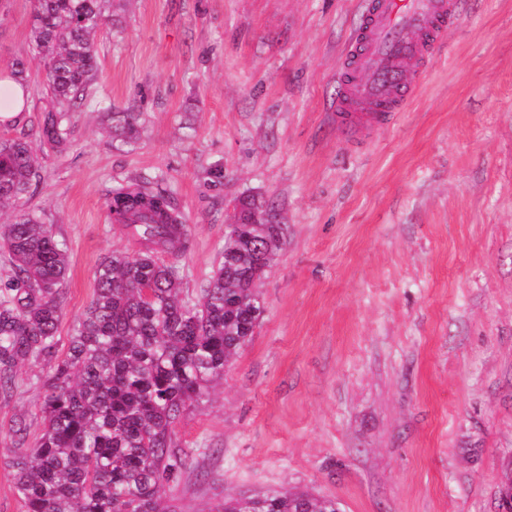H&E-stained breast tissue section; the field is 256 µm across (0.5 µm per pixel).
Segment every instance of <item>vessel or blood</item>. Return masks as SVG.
Listing matches in <instances>:
<instances>
[{"instance_id": "obj_1", "label": "vessel or blood", "mask_w": 512, "mask_h": 512, "mask_svg": "<svg viewBox=\"0 0 512 512\" xmlns=\"http://www.w3.org/2000/svg\"><path fill=\"white\" fill-rule=\"evenodd\" d=\"M458 14V0H369L336 68L337 128L356 137L402 111Z\"/></svg>"}]
</instances>
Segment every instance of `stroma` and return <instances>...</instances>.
I'll list each match as a JSON object with an SVG mask.
<instances>
[{
  "instance_id": "1",
  "label": "stroma",
  "mask_w": 512,
  "mask_h": 512,
  "mask_svg": "<svg viewBox=\"0 0 512 512\" xmlns=\"http://www.w3.org/2000/svg\"><path fill=\"white\" fill-rule=\"evenodd\" d=\"M366 0H114L97 35L96 100L71 145L38 156L21 205L69 258L58 350L102 259L131 245L110 223L112 184L157 178L191 228L180 261L196 297L236 200L282 224L264 313L224 380L177 427L195 451L172 512L301 488L343 512H498L512 472V0H460L402 112L344 139L328 108ZM33 0H0V79L28 61L21 123L51 106L32 50ZM139 115L113 138L103 106ZM38 360L0 392V512H22L10 428L43 429Z\"/></svg>"
}]
</instances>
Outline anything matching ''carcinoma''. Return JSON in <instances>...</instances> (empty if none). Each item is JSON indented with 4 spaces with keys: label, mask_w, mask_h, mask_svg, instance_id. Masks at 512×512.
<instances>
[{
    "label": "carcinoma",
    "mask_w": 512,
    "mask_h": 512,
    "mask_svg": "<svg viewBox=\"0 0 512 512\" xmlns=\"http://www.w3.org/2000/svg\"><path fill=\"white\" fill-rule=\"evenodd\" d=\"M108 2L34 0L32 44L57 107L41 113L35 137L0 140V206L27 197L37 153L68 148L67 114L95 95L96 35L119 23ZM106 117L123 142L138 141L137 115ZM108 210L137 247L99 263L93 298L63 356L65 245L28 212L0 225V249L13 264L0 285V390L12 388L21 366L49 365L42 433L28 448L26 428L13 430L8 465L24 512H171L165 490L180 484L190 457L178 447L177 426L252 339L264 310L259 284L284 244L280 224L227 225L221 259L194 301L178 263L189 225L170 198L145 180L119 184ZM336 505L305 489H271L226 498L218 512H336Z\"/></svg>",
    "instance_id": "cac0c4a2"
}]
</instances>
